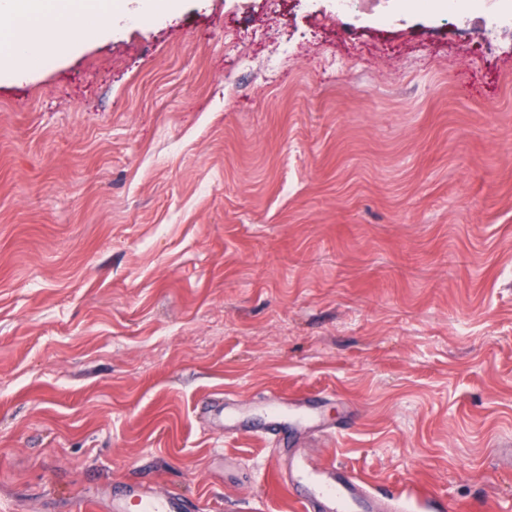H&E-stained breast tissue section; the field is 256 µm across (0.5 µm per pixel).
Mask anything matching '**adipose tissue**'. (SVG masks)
<instances>
[{
	"label": "adipose tissue",
	"instance_id": "adipose-tissue-1",
	"mask_svg": "<svg viewBox=\"0 0 512 512\" xmlns=\"http://www.w3.org/2000/svg\"><path fill=\"white\" fill-rule=\"evenodd\" d=\"M111 29V21L97 17L79 22L75 0H0V80Z\"/></svg>",
	"mask_w": 512,
	"mask_h": 512
}]
</instances>
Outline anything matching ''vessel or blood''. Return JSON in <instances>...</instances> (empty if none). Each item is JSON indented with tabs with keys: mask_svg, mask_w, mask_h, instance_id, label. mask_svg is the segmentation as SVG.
Wrapping results in <instances>:
<instances>
[{
	"mask_svg": "<svg viewBox=\"0 0 512 512\" xmlns=\"http://www.w3.org/2000/svg\"><path fill=\"white\" fill-rule=\"evenodd\" d=\"M423 496V489L411 482L396 484L390 492V500L400 512H408ZM132 505L140 507L142 512H186L187 509L186 501L178 493L152 496L138 486L125 487L112 498L113 512H127ZM355 506L363 512H381L382 501L363 482L333 464L320 468L314 489L306 491L297 502L298 512H350Z\"/></svg>",
	"mask_w": 512,
	"mask_h": 512,
	"instance_id": "b4317fda",
	"label": "vessel or blood"
}]
</instances>
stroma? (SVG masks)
I'll return each mask as SVG.
<instances>
[{
	"label": "stroma",
	"instance_id": "1",
	"mask_svg": "<svg viewBox=\"0 0 512 512\" xmlns=\"http://www.w3.org/2000/svg\"><path fill=\"white\" fill-rule=\"evenodd\" d=\"M276 398L512 512V0H181L0 81V512H295ZM147 512H185L186 501L175 492H166L150 497L149 492L138 486H127L112 497L113 512H126L130 505Z\"/></svg>",
	"mask_w": 512,
	"mask_h": 512
}]
</instances>
